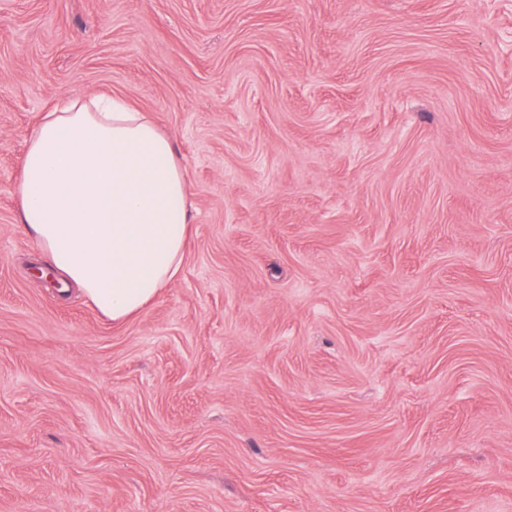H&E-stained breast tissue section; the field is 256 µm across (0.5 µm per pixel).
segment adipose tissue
Instances as JSON below:
<instances>
[{"label":"adipose tissue","mask_w":512,"mask_h":512,"mask_svg":"<svg viewBox=\"0 0 512 512\" xmlns=\"http://www.w3.org/2000/svg\"><path fill=\"white\" fill-rule=\"evenodd\" d=\"M22 224L103 315L140 311L181 270L191 193L174 141L116 97H74L31 135L15 184Z\"/></svg>","instance_id":"ef3b65f1"}]
</instances>
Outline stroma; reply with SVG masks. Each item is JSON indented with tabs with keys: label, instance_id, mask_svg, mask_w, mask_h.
Returning a JSON list of instances; mask_svg holds the SVG:
<instances>
[{
	"label": "stroma",
	"instance_id": "stroma-1",
	"mask_svg": "<svg viewBox=\"0 0 512 512\" xmlns=\"http://www.w3.org/2000/svg\"><path fill=\"white\" fill-rule=\"evenodd\" d=\"M70 95L193 192L118 323L17 215ZM0 512H512V0H0Z\"/></svg>",
	"mask_w": 512,
	"mask_h": 512
}]
</instances>
